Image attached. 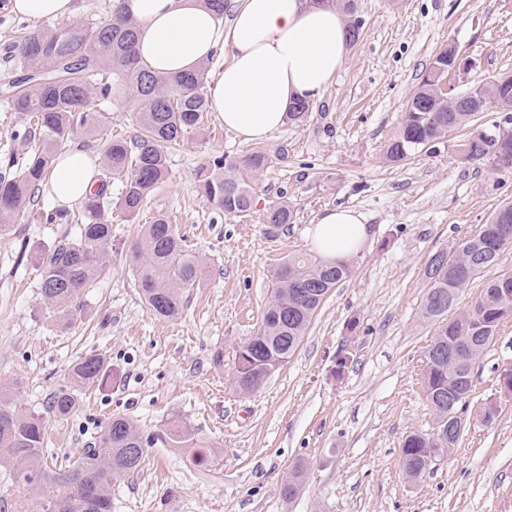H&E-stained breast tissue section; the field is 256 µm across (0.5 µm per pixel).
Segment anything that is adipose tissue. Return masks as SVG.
<instances>
[{"instance_id": "1", "label": "adipose tissue", "mask_w": 512, "mask_h": 512, "mask_svg": "<svg viewBox=\"0 0 512 512\" xmlns=\"http://www.w3.org/2000/svg\"><path fill=\"white\" fill-rule=\"evenodd\" d=\"M141 22V62L160 75L186 72L219 48L230 58L206 84L211 111L247 141H263L288 119L289 106L317 98L342 67L349 36L342 13L312 0H240L229 26H221L201 0H122ZM94 162L73 149L57 157L50 196L68 205L84 197ZM367 238L363 217L351 209L323 211L313 227L315 251L346 261Z\"/></svg>"}]
</instances>
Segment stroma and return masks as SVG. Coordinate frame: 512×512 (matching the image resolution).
I'll use <instances>...</instances> for the list:
<instances>
[{
    "label": "stroma",
    "instance_id": "obj_1",
    "mask_svg": "<svg viewBox=\"0 0 512 512\" xmlns=\"http://www.w3.org/2000/svg\"><path fill=\"white\" fill-rule=\"evenodd\" d=\"M357 7L362 36L313 100L311 116L263 141L271 162L253 183L248 213L224 215L199 194L198 173L212 155L241 159L254 148L210 111L169 150V176L137 223L113 210L107 271L72 319L59 318L40 294L44 253L75 231L47 223L56 208L48 192L27 221L0 228V390L20 409L48 416L81 357L101 354L111 370L103 386L80 394L74 415L48 416V463L75 460L115 416L154 438L141 467L113 485L112 512H512V397L499 385L512 368V321L475 365L456 447L418 480L400 465L405 438L435 427L423 388L434 335L420 314L423 269L512 201V168L464 160L453 138L398 165L383 160L410 96L447 44L467 61L451 76L456 90L512 74V0H357ZM37 24L0 9V88L20 74L18 29ZM91 107L105 113L106 134L136 136L131 100L96 99ZM280 200L293 206L294 222L270 235L266 213ZM341 206L368 227L351 277L331 291L288 362L257 391L237 392L233 350L259 330L275 269L312 253L317 217ZM159 213L208 269L174 319L149 313L129 262L142 225ZM341 354L350 363L338 377ZM492 400L499 412L486 423L482 410ZM174 421L207 447V463L193 448L172 447L166 431ZM301 462L305 479L285 500L282 483Z\"/></svg>",
    "mask_w": 512,
    "mask_h": 512
}]
</instances>
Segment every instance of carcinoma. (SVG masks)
I'll use <instances>...</instances> for the list:
<instances>
[{"instance_id":"1","label":"carcinoma","mask_w":512,"mask_h":512,"mask_svg":"<svg viewBox=\"0 0 512 512\" xmlns=\"http://www.w3.org/2000/svg\"><path fill=\"white\" fill-rule=\"evenodd\" d=\"M334 6L346 19L349 42L362 35L356 26L355 0H314ZM139 22L112 4L111 18L96 23L20 28L17 48L26 75L12 81L6 94L10 109L25 116L15 138L38 142L20 162L12 153L0 167L21 165L17 176L0 175V228L15 224L34 202L53 161L78 134L101 133L105 116L91 108L95 98L110 99L119 86L136 105L139 134L132 140L106 138L104 164L93 192L80 200L78 211L59 210L52 221L76 224L73 236L64 235L41 261L40 291L44 303L65 316L101 276L108 262L106 245L112 240V220L106 211L116 205L132 219L154 190L168 177V150L200 127L209 111L206 95L208 59L185 73L158 75L137 55ZM454 62V46L435 56L428 73L410 97L404 119L389 142L385 158L401 163L427 147L465 129L460 141L463 159L491 167H512V75L501 74L474 84L448 101L437 94L444 78L441 68ZM494 112L496 120L479 123L466 104ZM312 112L308 100L289 108L288 119L304 122ZM270 163L255 150L239 160L224 155L209 159L199 172L201 196L226 215L252 209L251 185L238 177L242 168L257 175ZM118 180L122 190L112 202L109 189ZM294 210L286 202L269 206L267 233L293 223ZM512 250V202L502 204L488 223L471 237L435 252L423 270L427 292L422 316L435 324L427 350L433 362L425 366L424 389L435 415L431 434L406 437L401 469L410 479L420 477L432 459L455 447L466 425L463 414L472 391L474 365L491 346L500 327L512 321V272L501 270L502 254ZM131 270L142 301L157 317L176 318L184 295L200 286L206 270L187 249L167 217L157 214L142 226L131 255ZM347 262H327L295 255L274 274V298L266 308L257 334L234 350L233 382L237 390L259 389L296 351L313 316L329 293L349 278ZM482 279L480 293L465 310H458L465 288ZM105 359L89 354L70 369L72 385L54 393L48 411L66 418L78 408L76 388L103 383ZM47 424L40 415L25 412L0 399V462L12 464L14 483L37 496L38 512H112V483L136 471L153 438L144 436L129 419L116 417L102 428L81 456L56 471L44 467ZM306 465L288 474L282 494L290 499L303 482Z\"/></svg>"}]
</instances>
